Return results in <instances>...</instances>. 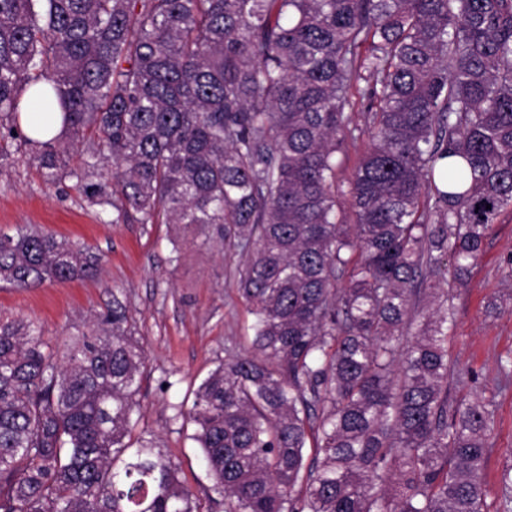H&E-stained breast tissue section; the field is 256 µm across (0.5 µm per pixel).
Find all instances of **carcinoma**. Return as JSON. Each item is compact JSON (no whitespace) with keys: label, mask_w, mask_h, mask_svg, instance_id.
I'll return each mask as SVG.
<instances>
[{"label":"carcinoma","mask_w":512,"mask_h":512,"mask_svg":"<svg viewBox=\"0 0 512 512\" xmlns=\"http://www.w3.org/2000/svg\"><path fill=\"white\" fill-rule=\"evenodd\" d=\"M36 84L61 112L46 141L16 123ZM0 127L53 180L90 135L113 171L90 204L219 224L247 253L254 353L187 412L224 512H484L493 412L449 401L452 307L424 284L448 258L467 284L512 205V0H0ZM357 131L349 224L337 153ZM99 271L51 234H0L3 285ZM145 370L117 299L60 352L0 323V512H198L133 436Z\"/></svg>","instance_id":"1"}]
</instances>
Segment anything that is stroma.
Here are the masks:
<instances>
[{"label": "stroma", "instance_id": "stroma-1", "mask_svg": "<svg viewBox=\"0 0 512 512\" xmlns=\"http://www.w3.org/2000/svg\"><path fill=\"white\" fill-rule=\"evenodd\" d=\"M81 140L66 157L68 177L50 181L21 140L0 144V233L28 226L85 246L101 259L94 278L0 288V321L32 323L58 347L90 332L120 299L144 348L148 376L139 396L136 433L154 438L177 466L200 512H224V499L203 467L183 417L193 391L225 359L226 348L251 350L253 317L238 293L245 257L231 250L214 224H144L129 212L104 222L111 206L90 205L80 174L87 161L110 171L106 153ZM454 325L448 340V395L477 390L494 412L488 439L486 512L499 479L512 467V381L499 372L512 361V207L492 224L466 286L453 287Z\"/></svg>", "mask_w": 512, "mask_h": 512}]
</instances>
